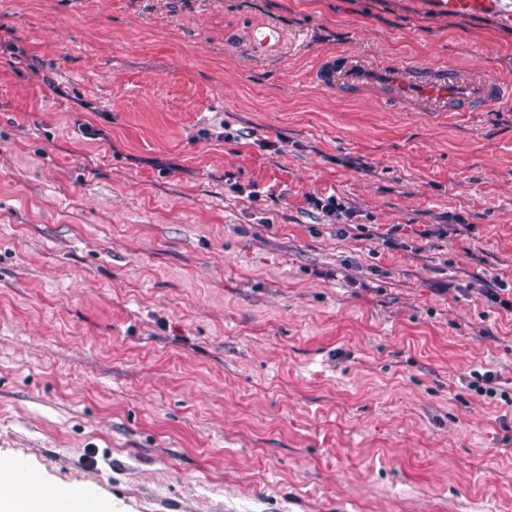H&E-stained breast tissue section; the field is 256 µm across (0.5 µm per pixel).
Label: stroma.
I'll use <instances>...</instances> for the list:
<instances>
[{
  "label": "stroma",
  "mask_w": 512,
  "mask_h": 512,
  "mask_svg": "<svg viewBox=\"0 0 512 512\" xmlns=\"http://www.w3.org/2000/svg\"><path fill=\"white\" fill-rule=\"evenodd\" d=\"M339 51L512 79V24L424 0H0V461L33 493L512 512V404L469 385L512 390V110L336 99Z\"/></svg>",
  "instance_id": "1"
}]
</instances>
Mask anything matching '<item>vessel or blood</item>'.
Here are the masks:
<instances>
[{
  "label": "vessel or blood",
  "mask_w": 512,
  "mask_h": 512,
  "mask_svg": "<svg viewBox=\"0 0 512 512\" xmlns=\"http://www.w3.org/2000/svg\"><path fill=\"white\" fill-rule=\"evenodd\" d=\"M437 11L453 15L497 13L512 22V0H432ZM320 88L343 97L362 90L384 105L407 112H489L512 108V82L478 71L460 72L448 65L408 57L393 62L362 63L347 52L323 60L312 73ZM13 512H26L27 471L12 469Z\"/></svg>",
  "instance_id": "1"
}]
</instances>
